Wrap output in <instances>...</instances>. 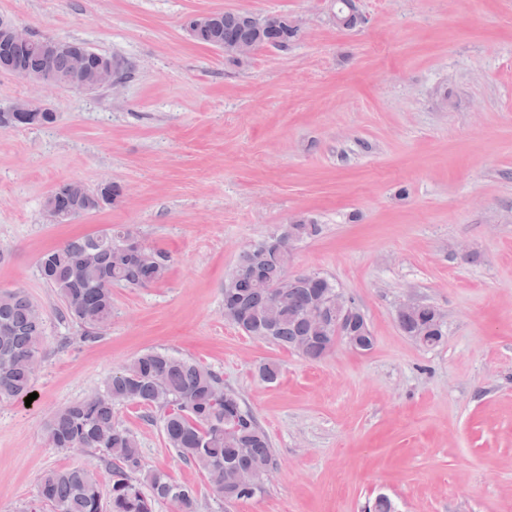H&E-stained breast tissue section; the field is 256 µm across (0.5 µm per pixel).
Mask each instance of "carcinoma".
Instances as JSON below:
<instances>
[{
    "label": "carcinoma",
    "instance_id": "cac0c4a2",
    "mask_svg": "<svg viewBox=\"0 0 512 512\" xmlns=\"http://www.w3.org/2000/svg\"><path fill=\"white\" fill-rule=\"evenodd\" d=\"M262 34L243 12L217 14L215 25L199 43L207 46L258 44ZM86 47L70 41L43 61L40 48L17 49L28 64H45L63 88L94 82L98 57L85 59L77 70L74 57ZM55 122L48 112L11 123L0 112V129L44 126ZM301 241L320 232V225L299 219L291 225ZM130 229L117 226L105 236L73 238L42 255L41 275L64 305L68 316L92 340L112 320V286L148 287L165 278L169 257L157 250L137 252L125 246ZM288 252L264 240L241 257L244 274L224 304V318L245 333L270 340L301 356L319 361L336 347V335L309 317L314 299L338 290L330 279L314 282L302 276L288 278L278 299L271 290L282 282ZM38 304L23 290L0 292V403L30 394L43 350L44 324L34 316ZM408 336H419L427 346L443 341V329L434 327L424 307L399 321ZM119 405L155 410L161 415L166 445L207 478L212 492L226 500L249 499L262 489L272 469V448L266 432L239 396L224 389L220 377L203 365L165 350L136 355L114 373L102 390L57 410L47 423L45 437L52 448L91 452L108 465V490L96 471L63 468L45 472L38 481L37 501L50 512H154L155 503L169 501L176 512H198L193 488L168 472L144 462L137 438L116 420Z\"/></svg>",
    "mask_w": 512,
    "mask_h": 512
}]
</instances>
